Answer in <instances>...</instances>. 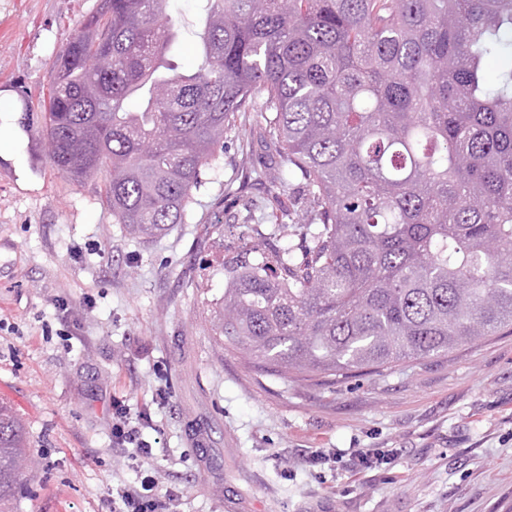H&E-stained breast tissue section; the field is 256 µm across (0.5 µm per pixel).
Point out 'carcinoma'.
<instances>
[{"label": "carcinoma", "instance_id": "carcinoma-1", "mask_svg": "<svg viewBox=\"0 0 512 512\" xmlns=\"http://www.w3.org/2000/svg\"><path fill=\"white\" fill-rule=\"evenodd\" d=\"M56 55L49 158L105 175L116 223H186L239 113L310 213L240 224L213 270L215 342L291 381L381 375L512 327V0H205L172 63L171 0H110ZM288 238L284 245L271 240ZM32 465L0 402V512Z\"/></svg>", "mask_w": 512, "mask_h": 512}]
</instances>
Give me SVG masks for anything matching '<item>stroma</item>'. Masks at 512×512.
<instances>
[{"instance_id": "obj_1", "label": "stroma", "mask_w": 512, "mask_h": 512, "mask_svg": "<svg viewBox=\"0 0 512 512\" xmlns=\"http://www.w3.org/2000/svg\"><path fill=\"white\" fill-rule=\"evenodd\" d=\"M99 0H0V400L38 465L16 512H112L136 481L112 441L123 400L176 512H512V330L383 375L333 384L268 375L210 335L204 297L241 240L215 222L274 211L282 164L241 113L188 223L132 238L104 180L64 178L40 125L54 61ZM389 463L358 465V452Z\"/></svg>"}]
</instances>
